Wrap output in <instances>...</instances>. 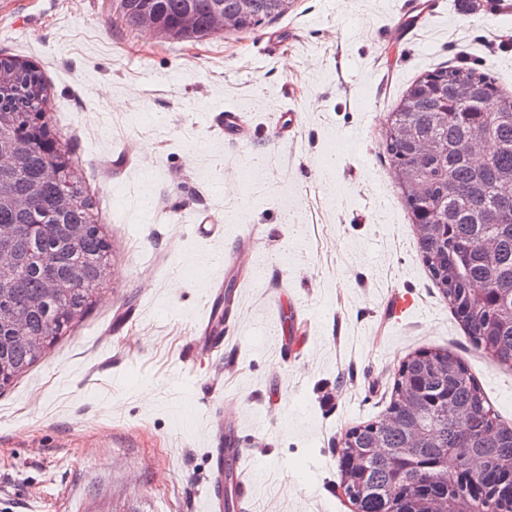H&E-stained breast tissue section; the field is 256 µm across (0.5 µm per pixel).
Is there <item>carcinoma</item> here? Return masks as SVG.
Segmentation results:
<instances>
[{
  "label": "carcinoma",
  "mask_w": 512,
  "mask_h": 512,
  "mask_svg": "<svg viewBox=\"0 0 512 512\" xmlns=\"http://www.w3.org/2000/svg\"><path fill=\"white\" fill-rule=\"evenodd\" d=\"M214 0H125L121 18L130 26L143 12L154 14L159 32L181 40L195 41L213 34ZM190 10L195 23L189 30L179 27L182 14ZM285 14L278 0H254L247 22L251 30ZM29 64L18 58H0V134L17 136L19 160L11 174L12 194L31 198L34 205L20 212L0 203V228L16 224H43L36 235L13 240L16 252L25 258L18 272L11 274V287L0 290V388L28 372L91 302L94 288H67L50 296L27 312L28 335L43 337L40 349L13 336L11 317L27 298L44 288L46 268L63 278L80 265L94 284H100L110 267L107 243L95 224L92 204L84 197L76 177L64 172L61 186L47 175L48 153L21 133L27 113L44 108L47 87L37 75L39 91L31 95L23 73ZM439 108L448 109L445 122L436 126ZM397 111L409 118L395 117L394 132L387 133L383 149L391 164L417 167L427 185L428 203L405 197L410 219L425 224L435 208L448 210L447 231L436 237L418 239L419 249L432 281L449 305L466 303V317L459 318L464 333L477 350L491 352L504 364L512 356V320L501 311L512 309V207L504 210L497 201L499 189L512 180V94L499 87L495 76L466 66L440 67L417 79L406 91ZM407 123L417 140L435 141L439 149L423 160L411 156L410 144L396 129ZM481 132L492 147L480 162L462 153L459 146L472 134ZM492 236L497 242L494 263L485 261L480 241ZM448 251V287L429 256ZM443 360L432 371L420 355L409 358L401 376L418 383L428 400L448 395L452 405L467 414L472 424L469 441H463L459 422L433 413H402L400 425L381 430L370 422L349 429L356 447L367 453L360 483L364 495L349 500L357 512H428L431 504L411 483L414 471L387 464L370 453L376 439L387 448H404L409 429L422 425L427 430L426 447L419 449L416 469L426 473L434 487L450 486L444 470L446 450L467 443L466 451L484 458L486 468L480 483L496 488L512 476V427H503L468 367L442 349L430 350Z\"/></svg>",
  "instance_id": "cac0c4a2"
}]
</instances>
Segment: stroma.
<instances>
[{
  "label": "stroma",
  "mask_w": 512,
  "mask_h": 512,
  "mask_svg": "<svg viewBox=\"0 0 512 512\" xmlns=\"http://www.w3.org/2000/svg\"><path fill=\"white\" fill-rule=\"evenodd\" d=\"M487 2L294 0L178 42L112 0H0V57L43 76L110 259L84 316L0 391V512H197L222 412L241 422L251 512H351L342 438L384 416L422 349L460 357L512 425V367L432 284L382 153L424 72L463 59L512 92V11ZM247 270L229 338L203 347L215 278ZM397 292L416 310L395 321Z\"/></svg>",
  "instance_id": "obj_1"
}]
</instances>
